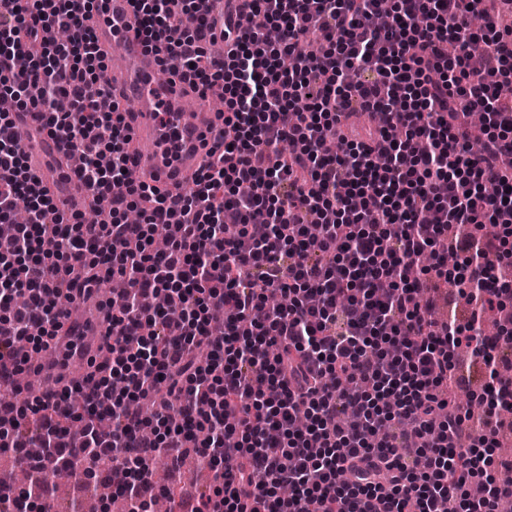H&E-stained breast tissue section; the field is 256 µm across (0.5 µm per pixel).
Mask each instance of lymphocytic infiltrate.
Returning <instances> with one entry per match:
<instances>
[{"mask_svg":"<svg viewBox=\"0 0 512 512\" xmlns=\"http://www.w3.org/2000/svg\"><path fill=\"white\" fill-rule=\"evenodd\" d=\"M92 2L0 0V93L86 158L75 175L93 197L125 187L107 217L84 223L41 185L12 115L0 114V219L20 199L30 212L0 255V377L28 362L17 340L42 349L58 335L75 288L120 278L127 290L92 390L10 402L0 450L88 486L111 460L127 512H151L156 455L176 464L191 450L213 473L192 512L512 503V482L495 476L512 458L478 452L496 447L512 400L499 339L482 327L512 298V28L493 23L496 0H392L384 27L380 0H250L258 25L238 28L219 62L206 55L211 25L197 0H131L138 30L163 33L168 74L223 85L224 123L237 132L175 207L128 173L121 103L99 106L112 95L106 58L78 15ZM268 24L277 43L262 37ZM56 28L65 45L47 40ZM310 33L323 51L304 59L296 45ZM62 95L73 111H56ZM359 109L385 124L337 134ZM473 112L486 117L475 154ZM136 208L140 223H128ZM444 280L470 305L467 324L435 318ZM277 294L287 306L271 304ZM463 344L487 368L476 415L442 389ZM143 397L153 419L127 408ZM32 415L38 432L20 435Z\"/></svg>","mask_w":512,"mask_h":512,"instance_id":"1","label":"lymphocytic infiltrate"}]
</instances>
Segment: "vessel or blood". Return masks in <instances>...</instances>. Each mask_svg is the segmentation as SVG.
I'll return each instance as SVG.
<instances>
[{
	"mask_svg": "<svg viewBox=\"0 0 512 512\" xmlns=\"http://www.w3.org/2000/svg\"><path fill=\"white\" fill-rule=\"evenodd\" d=\"M246 4L247 0H202V9L215 22L212 41L225 42L227 20L242 14ZM82 21L91 29L98 47L112 59L108 78L115 93L132 106L126 120L132 134L129 167L133 178L176 197L218 141L222 123L211 111L209 101L221 95V87H210L205 98L197 101L192 116H184L182 109L192 98L191 89L182 83L171 86L157 81L160 58L138 31L131 0H98L96 8L84 12ZM37 125L34 113H17L16 126L27 136L30 168L44 187L61 190L67 208L81 210L89 189L72 179L67 153L53 136L36 134ZM63 310L65 332L51 340L52 359L46 363L42 382L33 387V394H41L47 380H86L81 365L90 363L100 368L111 359L112 338L95 300L78 294L65 303Z\"/></svg>",
	"mask_w": 512,
	"mask_h": 512,
	"instance_id": "b4317fda",
	"label": "vessel or blood"
}]
</instances>
